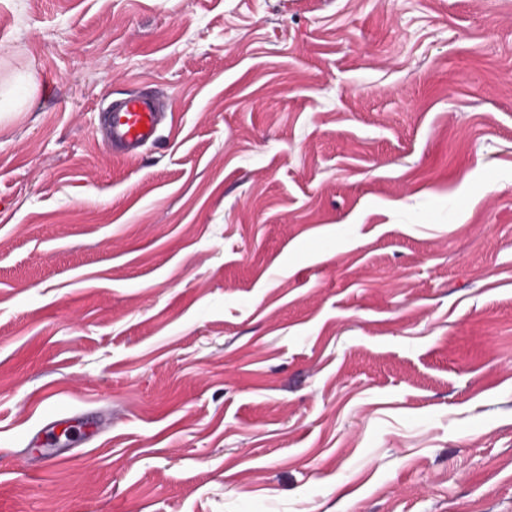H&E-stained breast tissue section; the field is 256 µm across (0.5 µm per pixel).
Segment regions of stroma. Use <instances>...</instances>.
I'll use <instances>...</instances> for the list:
<instances>
[{"mask_svg": "<svg viewBox=\"0 0 512 512\" xmlns=\"http://www.w3.org/2000/svg\"><path fill=\"white\" fill-rule=\"evenodd\" d=\"M0 88V512H512V0H0ZM107 120L102 128V140L112 157L132 159L140 150L158 139L166 112L149 95L129 92L112 99L106 108ZM141 125H145L142 130Z\"/></svg>", "mask_w": 512, "mask_h": 512, "instance_id": "1", "label": "stroma"}]
</instances>
